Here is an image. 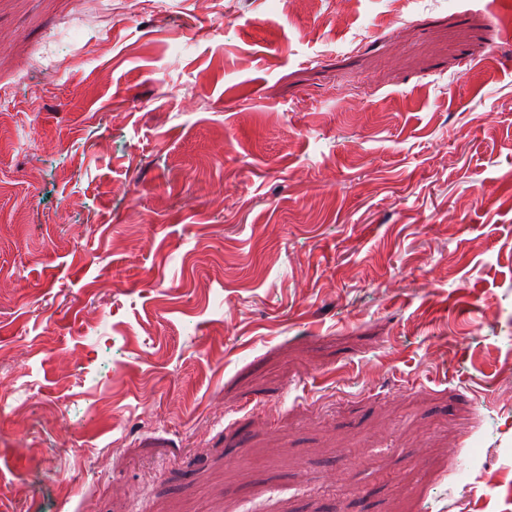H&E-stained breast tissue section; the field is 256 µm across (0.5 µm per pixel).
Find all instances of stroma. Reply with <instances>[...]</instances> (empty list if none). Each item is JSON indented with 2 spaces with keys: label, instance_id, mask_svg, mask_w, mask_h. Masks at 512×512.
<instances>
[{
  "label": "stroma",
  "instance_id": "obj_1",
  "mask_svg": "<svg viewBox=\"0 0 512 512\" xmlns=\"http://www.w3.org/2000/svg\"><path fill=\"white\" fill-rule=\"evenodd\" d=\"M512 0H0V512H512Z\"/></svg>",
  "mask_w": 512,
  "mask_h": 512
}]
</instances>
